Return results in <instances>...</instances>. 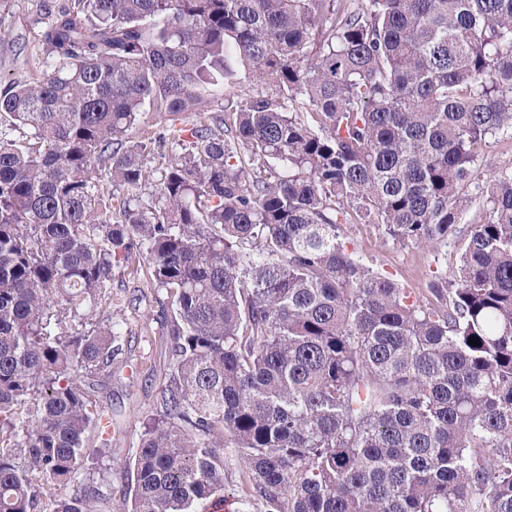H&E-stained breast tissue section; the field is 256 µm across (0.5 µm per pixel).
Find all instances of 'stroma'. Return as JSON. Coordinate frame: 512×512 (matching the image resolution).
Instances as JSON below:
<instances>
[{
	"label": "stroma",
	"instance_id": "stroma-1",
	"mask_svg": "<svg viewBox=\"0 0 512 512\" xmlns=\"http://www.w3.org/2000/svg\"><path fill=\"white\" fill-rule=\"evenodd\" d=\"M74 0H0V86L39 78L51 59L40 34L50 20L51 10L71 7ZM487 206L473 198L464 210L458 233L448 243L434 246L399 243L370 224H347L343 230L347 247L374 272L406 288L411 297L425 298L430 282L439 275H452L472 228L483 223ZM123 296L121 315L128 332L123 352L112 366V380L99 392L102 409L112 425L109 457L87 460L74 477L86 482L104 474L114 489H126L124 470L140 446L145 417L154 414L162 389L171 372L166 336L169 299L150 282L146 268L134 274L116 275L112 284ZM242 465L226 454L224 467V512H265L256 496L244 494L239 476Z\"/></svg>",
	"mask_w": 512,
	"mask_h": 512
}]
</instances>
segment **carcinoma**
<instances>
[{
    "label": "carcinoma",
    "mask_w": 512,
    "mask_h": 512,
    "mask_svg": "<svg viewBox=\"0 0 512 512\" xmlns=\"http://www.w3.org/2000/svg\"><path fill=\"white\" fill-rule=\"evenodd\" d=\"M41 38L0 90V512H112L110 479L53 490L141 262L173 370L118 512H209L228 448L266 512H512V174L474 170L512 131V0H77ZM234 62L262 91L231 107ZM471 189L425 302L341 236L446 244Z\"/></svg>",
    "instance_id": "cac0c4a2"
}]
</instances>
